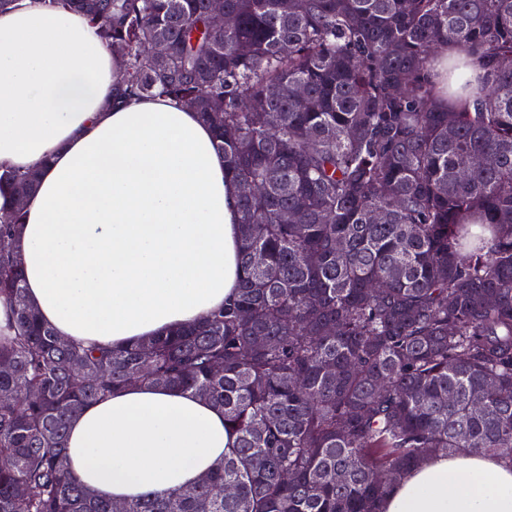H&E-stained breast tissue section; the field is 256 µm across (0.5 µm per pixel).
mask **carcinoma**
Returning <instances> with one entry per match:
<instances>
[{
  "label": "carcinoma",
  "instance_id": "obj_1",
  "mask_svg": "<svg viewBox=\"0 0 512 512\" xmlns=\"http://www.w3.org/2000/svg\"><path fill=\"white\" fill-rule=\"evenodd\" d=\"M209 2L48 0L122 61L113 104L160 96L212 125L240 279L166 336L60 345L26 298L10 213L0 512H380L434 453L512 464V0H224V29ZM157 41L167 56L144 53ZM38 180L0 168L18 195ZM135 374L224 410L236 447L178 493L97 500L68 421Z\"/></svg>",
  "mask_w": 512,
  "mask_h": 512
}]
</instances>
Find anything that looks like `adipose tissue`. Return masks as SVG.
Instances as JSON below:
<instances>
[{
	"label": "adipose tissue",
	"instance_id": "adipose-tissue-1",
	"mask_svg": "<svg viewBox=\"0 0 512 512\" xmlns=\"http://www.w3.org/2000/svg\"><path fill=\"white\" fill-rule=\"evenodd\" d=\"M119 61L85 16L22 0L0 12V166L36 170L12 242L26 295L70 343L123 347L200 321L238 286V193L199 113L166 98L110 107ZM224 413L131 384L68 422L72 472L130 502L188 488L229 455ZM383 512H512V465L437 454Z\"/></svg>",
	"mask_w": 512,
	"mask_h": 512
}]
</instances>
